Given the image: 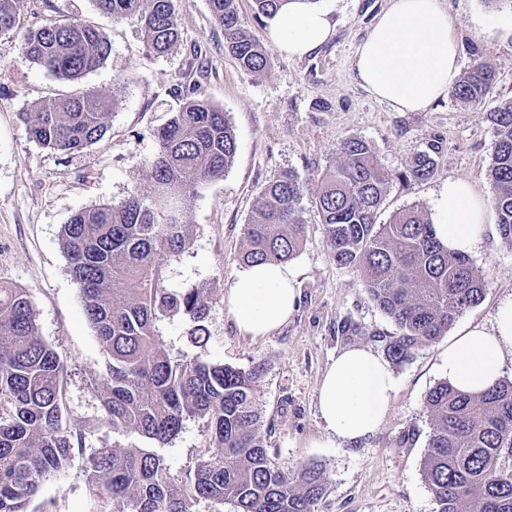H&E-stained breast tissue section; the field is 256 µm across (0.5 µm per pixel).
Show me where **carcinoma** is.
<instances>
[{
  "label": "carcinoma",
  "instance_id": "obj_1",
  "mask_svg": "<svg viewBox=\"0 0 512 512\" xmlns=\"http://www.w3.org/2000/svg\"><path fill=\"white\" fill-rule=\"evenodd\" d=\"M21 0H0V39L5 52L71 82L108 59L107 37L81 19L19 27ZM114 20L136 15L147 49L172 51L181 38L175 0H94ZM224 30V48L247 71L268 63L260 42L241 23L236 0H209ZM495 74L481 57L454 83L450 95L480 105ZM115 97L89 91L55 98L19 116L31 138L54 152H83L105 134ZM486 119L496 137L488 167L491 204L500 236L512 244V100ZM158 149L146 160L149 189H135L119 203L75 212L62 225L60 246L86 317L105 353V368L92 380L104 416L74 418L64 400V363L38 332L30 295L0 286V512H33L42 485L63 472L82 447L90 424L136 433L142 447L106 443L87 458L92 492L109 512H197L205 501H229L236 512H318L326 489L315 465L295 475L281 471L261 434L257 394L260 368L248 371L200 357L170 356L156 324L182 316L193 323L190 340L204 344L213 304L206 288L178 289L165 268L191 244L186 215L206 183L231 166L237 140L224 109L192 90L157 131ZM339 161L313 177L312 196L324 224L326 245L340 265L354 269L370 298L394 324L386 345L395 364L446 335L456 319L484 298L482 276L470 258L450 253L433 224L410 207L389 223H376L392 175L368 142L351 137L336 147ZM435 159L418 153L399 178L433 175ZM309 183L285 170L263 188L245 225L236 261L283 263L303 247L300 204ZM430 432L422 469L437 512H512V380L463 393L448 381L426 396ZM189 418L203 420L215 452L198 460L186 479L169 472L159 449Z\"/></svg>",
  "mask_w": 512,
  "mask_h": 512
}]
</instances>
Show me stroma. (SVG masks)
Wrapping results in <instances>:
<instances>
[{
    "mask_svg": "<svg viewBox=\"0 0 512 512\" xmlns=\"http://www.w3.org/2000/svg\"><path fill=\"white\" fill-rule=\"evenodd\" d=\"M237 3L246 30L266 43L269 63L262 72L244 71L225 52L224 33L212 21L208 0H176L181 41L164 56L148 51L137 19L113 21L93 0H22L21 28L77 17L107 36L111 54L101 67L72 83L13 55L0 60V285L29 293L40 335L64 361L70 414L100 416L90 381L102 370L104 353L68 275L60 230L82 208L117 203L134 189H146L144 163L156 151L158 128L178 109L180 92L198 88L224 108L237 152L223 179L200 189L187 214L191 245L165 270L169 286L205 288L213 294L206 322L209 339L195 346L189 320L162 319L157 330L169 353L244 370L264 365L257 387L262 436L281 470L293 474L312 463L322 468L327 492L319 512H436L422 469L429 433L426 396L442 379L448 345L458 329L490 324L498 304L512 297V246L499 234L496 212H489L484 236L470 255L484 278L483 301L466 310L446 336L392 366V410L376 433L354 445L338 443L325 431L317 407L319 383L338 352L356 344L385 352L395 328L358 274L331 257L321 217L310 200L301 203L306 241L290 261L300 301L288 322L265 337L241 335L225 297L241 271L235 257L264 185L286 169L301 180L311 179L335 163L336 146L344 139L369 142L396 175L407 170L416 153L435 151L432 177L390 183L378 223L412 206L432 213L440 186L451 178L469 180L477 192H488L495 134L485 114L512 99V36L482 37L477 27L511 18L512 0H442L464 47L462 70H469L474 56H482L494 69L495 82L483 104L448 97L424 112L394 111L353 79L355 48L388 0H317L330 10L336 31L301 58L288 57L266 42L252 0ZM88 90L117 99L100 141L67 156L30 139L20 113ZM105 440L123 448L142 443L134 434L92 429L68 469L43 485L34 503L38 512H101L89 491L85 462ZM209 451L202 420L190 418L161 454L171 474L181 478Z\"/></svg>",
    "mask_w": 512,
    "mask_h": 512,
    "instance_id": "35a3bbf8",
    "label": "stroma"
}]
</instances>
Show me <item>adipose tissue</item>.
Masks as SVG:
<instances>
[{"instance_id": "1", "label": "adipose tissue", "mask_w": 512, "mask_h": 512, "mask_svg": "<svg viewBox=\"0 0 512 512\" xmlns=\"http://www.w3.org/2000/svg\"><path fill=\"white\" fill-rule=\"evenodd\" d=\"M329 10L312 0H285L266 21V36L290 57L305 56L335 32ZM462 46L440 0H390L355 50L353 78L375 99L398 112H423L447 96L460 70ZM489 200L465 179L446 181L432 222L449 250L468 254L483 234ZM296 276L285 264H253L239 273L226 296L239 332L266 336L297 309ZM512 364V298L498 305L492 327L462 329L448 346L445 379L477 393L498 381ZM396 385L388 362L371 347L338 353L318 387L325 430L353 443L374 434L387 419Z\"/></svg>"}]
</instances>
